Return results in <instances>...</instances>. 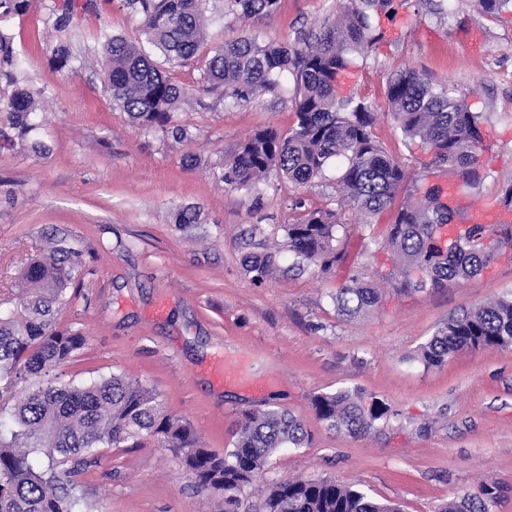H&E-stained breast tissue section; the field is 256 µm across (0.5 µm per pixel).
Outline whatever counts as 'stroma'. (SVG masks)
<instances>
[{"label": "stroma", "instance_id": "35a3bbf8", "mask_svg": "<svg viewBox=\"0 0 512 512\" xmlns=\"http://www.w3.org/2000/svg\"><path fill=\"white\" fill-rule=\"evenodd\" d=\"M57 0H29L26 13L0 22L13 39L18 79L36 93L41 137L52 150H0V298L29 256L65 232L86 264L79 294L60 325L85 346L56 371V383L126 374L153 388L166 410L189 421L205 447L230 448L244 413L278 406L311 436L279 449L261 478L240 496L238 512H259L266 486L288 477L332 478L364 488L403 512H437L448 500L496 484L491 512H512V347L473 350L441 367L425 366L421 346L449 319L499 297H512V252L472 278L445 287L405 290L386 245L395 211L368 218L343 201V166L296 184L270 173L254 190L226 186L224 162L259 129L295 122L293 82L245 100L204 84V60L177 69L188 96L173 115L187 139L146 131L113 105L104 89L100 30L144 43L141 21L125 0H96L66 38L72 67L51 72L58 36ZM352 0H279L259 22L207 0L208 40L243 36L295 42L342 16ZM372 15L381 37L350 56L339 94L372 104L374 133L404 166L409 183L445 174L402 134L384 89L403 70L448 84L480 115L485 137L481 183L472 200L495 202L512 182V10L487 14L475 0H394ZM198 211L179 224L178 210ZM315 209L341 213L342 262L295 269L288 257L264 283L242 259L253 225L270 242L281 225ZM382 292L369 312L339 315L332 301L353 277ZM235 362L240 380L220 383L218 359ZM347 389L390 409L368 435L327 429L311 398ZM95 512H224L220 493H198L174 453L153 438L139 447L103 448L78 488Z\"/></svg>", "mask_w": 512, "mask_h": 512}]
</instances>
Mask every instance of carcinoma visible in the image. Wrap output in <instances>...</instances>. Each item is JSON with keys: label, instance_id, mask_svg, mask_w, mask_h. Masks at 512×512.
<instances>
[{"label": "carcinoma", "instance_id": "cac0c4a2", "mask_svg": "<svg viewBox=\"0 0 512 512\" xmlns=\"http://www.w3.org/2000/svg\"><path fill=\"white\" fill-rule=\"evenodd\" d=\"M28 0H0V20L26 11ZM393 0H359L342 18L323 26L314 37L295 43L259 42L258 36L207 46L204 0H128L139 14L151 51L121 36H101L105 57V88L112 102L138 126L171 132L186 139V129L171 125L172 115L188 88L172 72L206 55L204 83L224 87L235 99L280 86L293 79L296 122L285 133L273 128L248 136L224 163V184L250 190L274 170L303 184L323 174L332 161L343 158L346 169L339 190L355 211L376 215L404 192L387 245L405 275V290L445 288L481 273L500 250L512 249V224L471 225L457 230V208L448 186L424 193L404 187L403 165L375 139L376 113L371 104L337 96L338 79L348 66V54L365 53L378 39L369 24L370 13L387 11ZM279 0H229L231 11L260 21L272 16ZM94 0H61L54 30L72 26ZM163 57L159 63L151 52ZM70 48L61 41L53 49L52 72L69 69ZM11 37L0 31V83L15 87L0 108V144L26 142L46 154L50 146L36 137L33 92L17 87ZM394 119L405 137L418 140L432 154V165L475 189L480 184L481 152L485 147L480 116L448 86L433 83L415 71L391 77L385 90ZM339 219L331 211L314 210L294 224L281 225L293 264L313 263L330 268L343 260L337 246ZM494 237V246L483 241ZM260 253L244 258L245 271L260 283L276 268L277 255L268 251L264 231L256 226ZM84 264L83 253L67 236L55 235L50 246L28 259L18 275L17 288L0 299V410L9 401L8 435L0 433V512H93L72 493L77 479L97 460L98 449L156 437L171 449L199 492L224 494V512H235L239 498L262 474L270 457L286 446L301 448L310 435L288 411L267 408L243 415L232 448L220 454L205 447L190 422L171 415L158 394L142 382L112 375L89 384L55 386L43 375L71 359L85 345L81 334L60 327L58 316L76 296ZM424 273L420 280L406 274ZM339 313L352 316L380 303L376 285L358 278L336 290ZM512 346V299L500 298L477 307L442 326L421 348V361L441 367L465 349L493 350ZM24 385L21 395L16 387ZM312 408L331 429L364 436L387 417L380 401L370 405L348 390L313 396ZM47 459L37 464L36 455ZM497 487L483 485L478 494L451 500L442 512H489ZM263 512H400V507L373 499L366 491L333 479H284L268 487Z\"/></svg>", "mask_w": 512, "mask_h": 512}]
</instances>
